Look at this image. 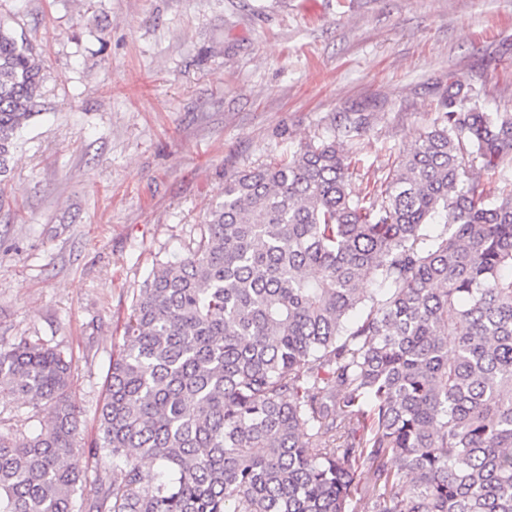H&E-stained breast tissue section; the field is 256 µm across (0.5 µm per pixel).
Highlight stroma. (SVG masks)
I'll list each match as a JSON object with an SVG mask.
<instances>
[{
  "label": "stroma",
  "instance_id": "obj_1",
  "mask_svg": "<svg viewBox=\"0 0 512 512\" xmlns=\"http://www.w3.org/2000/svg\"><path fill=\"white\" fill-rule=\"evenodd\" d=\"M0 23L43 74L0 174V341L72 357L87 442L134 293L229 176L352 112L357 176L386 174L452 77L512 112V0H0Z\"/></svg>",
  "mask_w": 512,
  "mask_h": 512
}]
</instances>
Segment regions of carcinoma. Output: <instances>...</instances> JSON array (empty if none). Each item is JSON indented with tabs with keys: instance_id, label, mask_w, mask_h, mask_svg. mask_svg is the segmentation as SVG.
Here are the masks:
<instances>
[{
	"instance_id": "obj_1",
	"label": "carcinoma",
	"mask_w": 512,
	"mask_h": 512,
	"mask_svg": "<svg viewBox=\"0 0 512 512\" xmlns=\"http://www.w3.org/2000/svg\"><path fill=\"white\" fill-rule=\"evenodd\" d=\"M41 83L0 23V173ZM364 124L227 179L134 294L88 447L72 359L0 343V399L48 414L0 430V512H512V113L448 77L368 190Z\"/></svg>"
}]
</instances>
